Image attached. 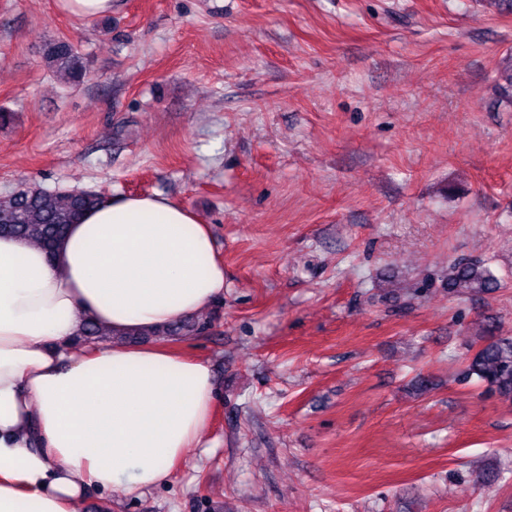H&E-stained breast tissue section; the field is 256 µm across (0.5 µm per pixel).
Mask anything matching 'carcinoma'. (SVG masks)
Listing matches in <instances>:
<instances>
[{
    "label": "carcinoma",
    "instance_id": "1",
    "mask_svg": "<svg viewBox=\"0 0 512 512\" xmlns=\"http://www.w3.org/2000/svg\"><path fill=\"white\" fill-rule=\"evenodd\" d=\"M46 66L79 83L86 78L84 57L69 41L47 44L43 53ZM99 192L63 191L30 185L0 196V236L34 241L53 253L68 226L81 212L96 206ZM448 290L457 295L490 292L500 287L499 278L480 260L457 259L448 265ZM217 317L188 318L179 324L142 332L144 336H163L180 340L206 334ZM465 378L476 379L485 389L512 399V336H488L465 371Z\"/></svg>",
    "mask_w": 512,
    "mask_h": 512
}]
</instances>
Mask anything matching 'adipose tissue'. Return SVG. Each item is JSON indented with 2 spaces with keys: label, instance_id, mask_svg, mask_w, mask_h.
<instances>
[{
  "label": "adipose tissue",
  "instance_id": "adipose-tissue-1",
  "mask_svg": "<svg viewBox=\"0 0 512 512\" xmlns=\"http://www.w3.org/2000/svg\"><path fill=\"white\" fill-rule=\"evenodd\" d=\"M223 295L208 225L161 195L107 197L52 256L0 237V512H77L92 489L169 483L211 420V368L117 338ZM87 322L107 335L76 347Z\"/></svg>",
  "mask_w": 512,
  "mask_h": 512
}]
</instances>
